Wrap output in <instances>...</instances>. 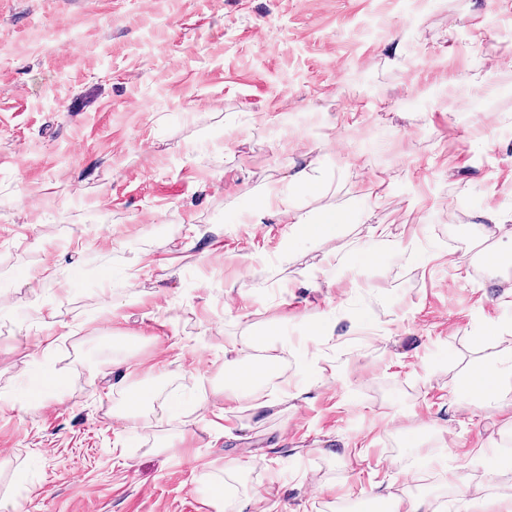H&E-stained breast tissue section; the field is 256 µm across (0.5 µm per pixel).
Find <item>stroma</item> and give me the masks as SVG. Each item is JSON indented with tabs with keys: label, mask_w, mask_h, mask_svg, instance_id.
<instances>
[{
	"label": "stroma",
	"mask_w": 512,
	"mask_h": 512,
	"mask_svg": "<svg viewBox=\"0 0 512 512\" xmlns=\"http://www.w3.org/2000/svg\"><path fill=\"white\" fill-rule=\"evenodd\" d=\"M511 60L512 0H0V512L512 499ZM288 214L291 217L289 237L302 234L305 238L312 241L322 232H337L341 230L348 221L347 214L343 212L326 211L321 213L316 219L312 220L306 214L292 211L288 208ZM508 337V347L496 361L491 363L485 371H481L469 380L467 385L470 396L482 397L490 390L491 386H501L504 383L511 385L512 380V336ZM492 400L480 399L482 404H490ZM255 343L250 339L242 340L237 346L234 347L235 354L233 365L234 369L231 376L239 384L252 382L261 377L264 372V367H254L246 364L251 358V351L254 350Z\"/></svg>",
	"instance_id": "obj_1"
}]
</instances>
